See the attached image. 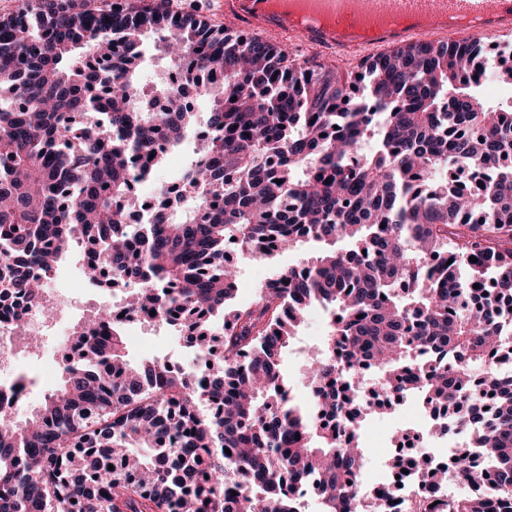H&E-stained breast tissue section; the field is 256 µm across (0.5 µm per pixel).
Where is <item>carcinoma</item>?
Instances as JSON below:
<instances>
[{
    "instance_id": "1",
    "label": "carcinoma",
    "mask_w": 512,
    "mask_h": 512,
    "mask_svg": "<svg viewBox=\"0 0 512 512\" xmlns=\"http://www.w3.org/2000/svg\"><path fill=\"white\" fill-rule=\"evenodd\" d=\"M148 38L184 57L179 83L149 93L135 80ZM85 43L90 59L77 54ZM494 81L512 83V59L488 70L481 47L450 40L371 57L353 81L168 0H21L0 18V290L48 315L29 265L54 274L88 249V282L122 293L131 315L185 329L202 358L176 374L133 366L125 322L103 311L78 326L61 387L21 425L0 413V512H301L308 477L321 512H362L355 425L381 407L338 346L391 404L417 398L433 416L477 400L461 382L480 365L497 414L432 433L455 442L470 489L450 512H487L492 499L512 512V107L471 93ZM191 84L209 102L210 139L170 205L128 224L123 205L167 155L161 134L173 148L196 134ZM310 240L326 249L233 305L227 245L271 256ZM490 278L475 311L473 285ZM316 302L329 331L302 409L278 360ZM476 450L496 471L491 488Z\"/></svg>"
}]
</instances>
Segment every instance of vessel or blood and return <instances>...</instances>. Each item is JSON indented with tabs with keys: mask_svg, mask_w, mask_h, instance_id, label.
Masks as SVG:
<instances>
[{
	"mask_svg": "<svg viewBox=\"0 0 512 512\" xmlns=\"http://www.w3.org/2000/svg\"><path fill=\"white\" fill-rule=\"evenodd\" d=\"M224 19L276 44L339 61L460 37L491 48L512 35V0H222Z\"/></svg>",
	"mask_w": 512,
	"mask_h": 512,
	"instance_id": "b4317fda",
	"label": "vessel or blood"
}]
</instances>
